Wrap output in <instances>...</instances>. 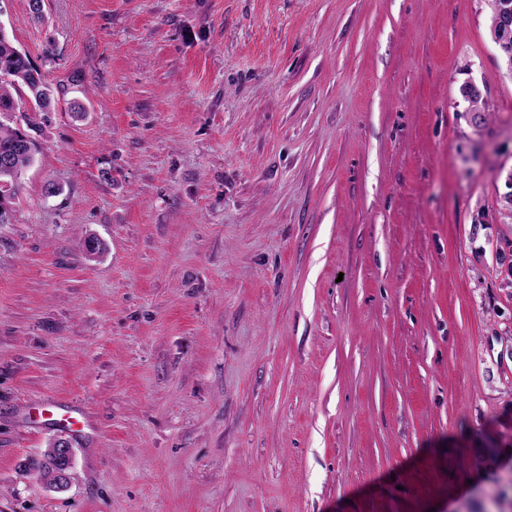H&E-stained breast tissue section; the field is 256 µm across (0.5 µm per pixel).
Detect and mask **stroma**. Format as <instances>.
<instances>
[{
    "label": "stroma",
    "instance_id": "1",
    "mask_svg": "<svg viewBox=\"0 0 512 512\" xmlns=\"http://www.w3.org/2000/svg\"><path fill=\"white\" fill-rule=\"evenodd\" d=\"M44 15L0 0L57 100L0 224V512H512L489 0ZM53 405L63 491L23 468ZM55 407L62 411L58 412L56 418L54 419V421L57 422V425L71 432H84L87 426V421L82 413L76 409L62 408L57 406Z\"/></svg>",
    "mask_w": 512,
    "mask_h": 512
}]
</instances>
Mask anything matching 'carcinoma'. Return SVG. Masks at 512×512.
<instances>
[{"instance_id":"obj_1","label":"carcinoma","mask_w":512,"mask_h":512,"mask_svg":"<svg viewBox=\"0 0 512 512\" xmlns=\"http://www.w3.org/2000/svg\"><path fill=\"white\" fill-rule=\"evenodd\" d=\"M22 95L28 96L32 105L18 115L15 98ZM51 105L52 89L45 73L14 46L6 33L0 32V157L8 155L12 163L8 175L0 174V217L3 205L19 192L22 171L35 159L37 146L23 126L35 125L38 115L50 111ZM24 468L38 472L50 485L60 465L46 453L41 459L28 460Z\"/></svg>"}]
</instances>
